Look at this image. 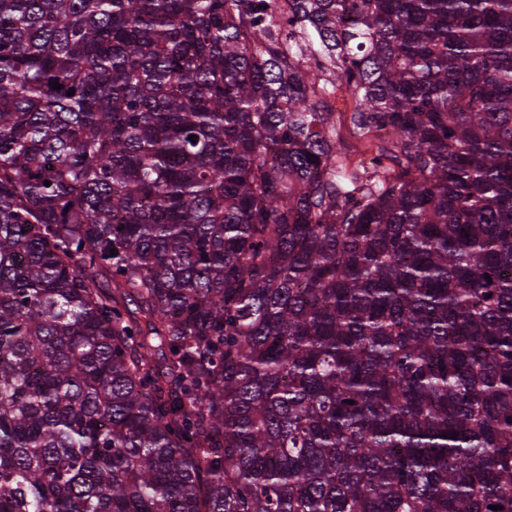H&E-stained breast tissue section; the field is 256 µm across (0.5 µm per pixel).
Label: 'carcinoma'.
Instances as JSON below:
<instances>
[{
	"label": "carcinoma",
	"instance_id": "1",
	"mask_svg": "<svg viewBox=\"0 0 512 512\" xmlns=\"http://www.w3.org/2000/svg\"><path fill=\"white\" fill-rule=\"evenodd\" d=\"M494 505L512 0H0V512Z\"/></svg>",
	"mask_w": 512,
	"mask_h": 512
}]
</instances>
